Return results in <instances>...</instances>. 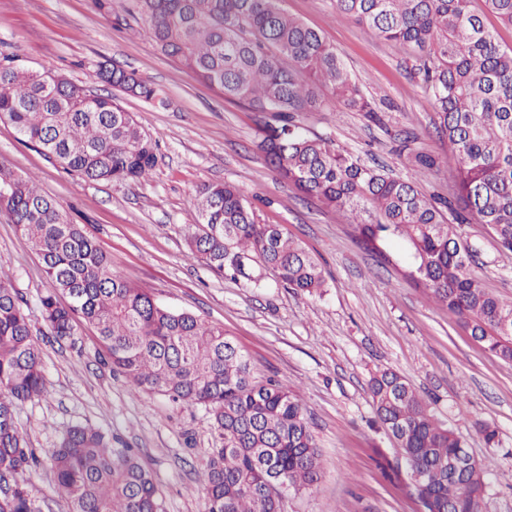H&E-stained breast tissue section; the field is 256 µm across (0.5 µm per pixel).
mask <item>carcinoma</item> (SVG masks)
I'll return each mask as SVG.
<instances>
[{
    "mask_svg": "<svg viewBox=\"0 0 512 512\" xmlns=\"http://www.w3.org/2000/svg\"><path fill=\"white\" fill-rule=\"evenodd\" d=\"M373 35L412 49L421 88L436 114L448 153L416 147L411 133L398 152L424 173L445 163L456 195L441 202L419 186L363 163L327 138L311 137L300 112L324 107L371 115L376 105L321 33L288 15L282 0H133L129 16L147 26L162 52L231 102L278 121L260 149L273 169L306 197L352 218L359 241L381 251L401 244L406 276L445 305L485 350L512 363V301L487 291L461 224H483L512 252V49L504 50L471 0H334ZM512 26V0H487ZM112 87L133 85L154 100L158 90L133 72L102 69ZM0 120L64 169L91 181H144L158 163L157 145L112 95H93L60 73L0 57ZM188 225L190 256L218 272L246 275L258 262L284 286L314 295L324 286L317 260L278 224H267L230 183H204ZM0 212L27 238L50 288L41 318L56 342L76 345L77 322L95 332L104 364L136 392L201 406L211 414L214 448L206 462V512H284V490L315 487L321 460L299 396L254 376L248 356L190 312L160 306L112 272V261L79 224L30 178L0 168ZM64 294L69 303L59 304ZM23 296L0 275V512H39L20 478L40 457L14 416L18 401L45 391L46 380ZM373 411L398 448L377 454L389 475L417 473L409 491L426 512H479L484 468L461 433L430 412L401 375L370 379ZM91 425L70 427L49 451L69 512H164L151 474L131 448Z\"/></svg>",
    "mask_w": 512,
    "mask_h": 512,
    "instance_id": "cac0c4a2",
    "label": "carcinoma"
}]
</instances>
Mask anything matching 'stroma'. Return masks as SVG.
Here are the masks:
<instances>
[{
	"label": "stroma",
	"mask_w": 512,
	"mask_h": 512,
	"mask_svg": "<svg viewBox=\"0 0 512 512\" xmlns=\"http://www.w3.org/2000/svg\"><path fill=\"white\" fill-rule=\"evenodd\" d=\"M92 0H0V53L19 63L66 75L98 94L110 93L95 72L102 63L135 73L159 88L157 105L120 95L121 105L159 148L144 182H92L70 173L37 144L0 121V167L34 178L83 225L111 258L112 269L174 311L223 326L250 357L257 377L278 380L299 395L321 454L319 483L290 493L285 512H418L402 484L373 460L374 449L397 454L374 420L369 381L389 369L408 380L433 414L461 432L471 456L486 467L480 512H512V364L476 342L446 307L399 271L398 245L366 250L350 218L303 197L265 162L258 148L270 114L226 101L194 80L157 48L143 25L119 20ZM288 14L320 30L380 109L379 121L360 112H305L311 136L368 163L415 175L394 151L396 134L442 156L448 146L434 129V108L423 96L415 60L403 48L336 14L333 0H284ZM204 182L237 186L266 223L281 225L321 265L326 285L308 296L283 286L265 268L254 280L226 277L189 257L186 226L194 193ZM472 245L486 288L512 301V252L500 251L488 228L460 227ZM0 271L40 323L39 295L49 283L38 256L9 217L0 214ZM79 349L38 337L46 390L17 404L15 417L29 447L49 449L76 423L118 434L148 470L165 512H204V463L213 446L211 419L200 406L176 405L133 391L104 365L93 332L80 327ZM496 431L486 442L479 424ZM23 479L41 512H68L49 462Z\"/></svg>",
	"instance_id": "stroma-1"
}]
</instances>
